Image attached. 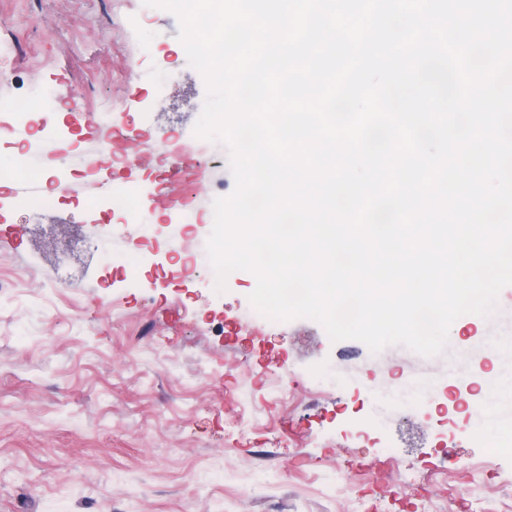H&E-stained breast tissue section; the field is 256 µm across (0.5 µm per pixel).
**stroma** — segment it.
<instances>
[{
	"instance_id": "35a3bbf8",
	"label": "stroma",
	"mask_w": 512,
	"mask_h": 512,
	"mask_svg": "<svg viewBox=\"0 0 512 512\" xmlns=\"http://www.w3.org/2000/svg\"><path fill=\"white\" fill-rule=\"evenodd\" d=\"M178 33L143 0H0L12 67L0 96L19 109L40 89L77 91L94 119L108 98L113 125L177 134L208 161L196 200L212 213L235 181L226 148L194 134L206 83ZM148 175H101L38 211L20 204L43 193L37 179L0 193V512H512L511 449L481 474L462 467L486 453L465 411L494 438L512 395V285L491 319L458 317L433 358L334 342L313 320L260 314L252 272L216 293L209 225L195 266L168 272L157 224L119 201L104 224L95 196ZM41 224L95 233L73 282ZM378 459L390 468L369 469Z\"/></svg>"
}]
</instances>
